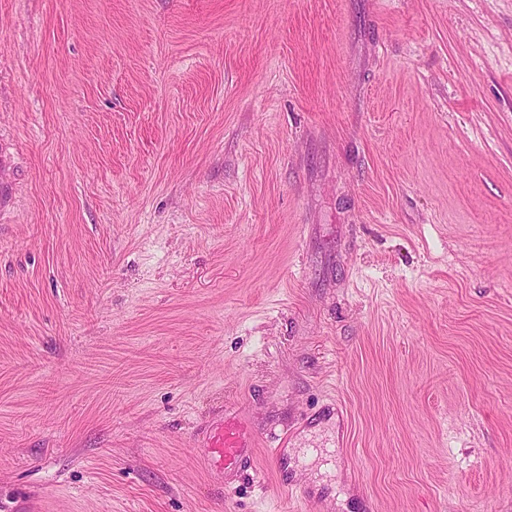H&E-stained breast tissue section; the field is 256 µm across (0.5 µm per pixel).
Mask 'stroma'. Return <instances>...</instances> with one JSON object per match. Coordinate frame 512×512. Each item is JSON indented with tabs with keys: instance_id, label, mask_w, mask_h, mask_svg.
I'll return each instance as SVG.
<instances>
[{
	"instance_id": "1",
	"label": "stroma",
	"mask_w": 512,
	"mask_h": 512,
	"mask_svg": "<svg viewBox=\"0 0 512 512\" xmlns=\"http://www.w3.org/2000/svg\"><path fill=\"white\" fill-rule=\"evenodd\" d=\"M0 135V512H512V0H0ZM11 164L3 152V136L0 135V217L12 200ZM207 448V463L227 473L255 469L259 437L230 413L201 432Z\"/></svg>"
}]
</instances>
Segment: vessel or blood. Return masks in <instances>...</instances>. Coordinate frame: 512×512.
Masks as SVG:
<instances>
[{
    "label": "vessel or blood",
    "mask_w": 512,
    "mask_h": 512,
    "mask_svg": "<svg viewBox=\"0 0 512 512\" xmlns=\"http://www.w3.org/2000/svg\"><path fill=\"white\" fill-rule=\"evenodd\" d=\"M202 437L211 467L230 474L254 468L259 438L232 414H225L222 421L206 428Z\"/></svg>",
    "instance_id": "b4317fda"
}]
</instances>
